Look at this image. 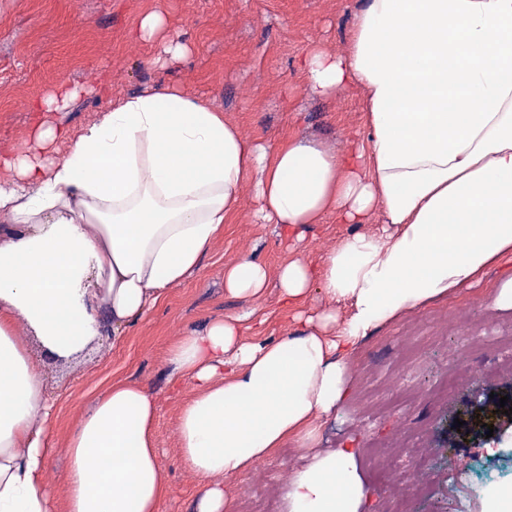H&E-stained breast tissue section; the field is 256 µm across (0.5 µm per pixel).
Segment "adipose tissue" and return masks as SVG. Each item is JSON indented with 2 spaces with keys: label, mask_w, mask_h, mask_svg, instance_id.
<instances>
[{
  "label": "adipose tissue",
  "mask_w": 512,
  "mask_h": 512,
  "mask_svg": "<svg viewBox=\"0 0 512 512\" xmlns=\"http://www.w3.org/2000/svg\"><path fill=\"white\" fill-rule=\"evenodd\" d=\"M137 35L164 60L189 56L157 11ZM306 91L355 88L369 152L341 154L285 136L250 139L183 86L114 98L78 135L40 125L0 179V512H55L46 489L55 404L39 349L61 365L120 340L195 275L253 185L257 217L294 235L335 215L379 223L318 265L276 271L244 256L224 291L279 300L303 335L256 341L240 318H213L168 348L192 394L175 434L199 479L192 512H230L224 480L279 448L299 451L285 512H364L355 448L322 449L325 420L350 384V354L377 325L447 297L512 258V0H363L340 53L311 47ZM65 153L43 161L57 141ZM319 299L323 307L305 315ZM149 385L119 380L94 396L65 444L62 512H161L169 495Z\"/></svg>",
  "instance_id": "1"
}]
</instances>
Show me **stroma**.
Masks as SVG:
<instances>
[{
    "label": "stroma",
    "instance_id": "obj_1",
    "mask_svg": "<svg viewBox=\"0 0 512 512\" xmlns=\"http://www.w3.org/2000/svg\"><path fill=\"white\" fill-rule=\"evenodd\" d=\"M360 2L0 0V161L12 158L40 122L76 132L113 97L170 84L208 97L246 135L269 143L300 135L341 152L366 144L360 92L312 98L300 67L312 45L345 49ZM151 10L167 16L173 39L191 45L187 59L158 65L160 46L135 37L141 14ZM63 82L79 87V95L62 109L31 111ZM255 207L253 189L245 187L236 223L226 225L198 273L173 288L128 336L104 342L67 367L43 363L57 400L53 436L59 442L88 400L112 381L150 385L158 407L160 467L172 490L162 512H191L199 486L177 452V412L192 387L184 380L169 383V344L209 318L244 313V333L257 340L304 330L280 303L276 285L258 301L226 295L225 266L247 255L273 269L293 253L316 263L338 239L372 230L330 217L311 225L293 252L277 225L256 222ZM511 276L512 260L504 261L489 268L480 284L379 325L360 340L351 358L352 388L324 427V445L359 449L368 492L364 512L400 509L391 482L368 457L377 442L417 444L418 453L403 454L399 462L400 476L416 472L427 490L424 500L411 502L412 512H485L494 493L512 487V419L499 411L500 397L512 398V358L501 348L502 341H512V309L491 306ZM410 346L417 355L402 364ZM464 368L469 377L435 392L443 377ZM403 389L412 397L396 404L395 393ZM296 456V449L285 447L257 471L226 479L233 512H284L283 480Z\"/></svg>",
    "mask_w": 512,
    "mask_h": 512
}]
</instances>
